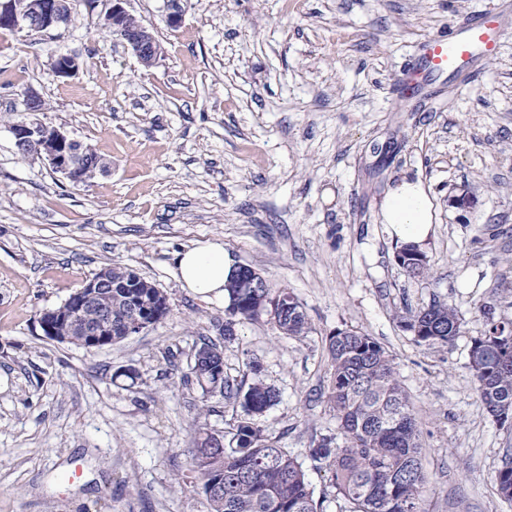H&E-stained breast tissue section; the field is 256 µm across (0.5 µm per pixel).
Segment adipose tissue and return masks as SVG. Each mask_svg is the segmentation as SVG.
<instances>
[{"instance_id":"adipose-tissue-1","label":"adipose tissue","mask_w":512,"mask_h":512,"mask_svg":"<svg viewBox=\"0 0 512 512\" xmlns=\"http://www.w3.org/2000/svg\"><path fill=\"white\" fill-rule=\"evenodd\" d=\"M382 222L392 241L424 246L434 223L432 201L420 180L403 179L382 203ZM181 287L209 298L224 299V288L237 269L218 240L198 243L174 255L172 268Z\"/></svg>"}]
</instances>
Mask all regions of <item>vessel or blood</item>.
Here are the masks:
<instances>
[{"instance_id":"obj_1","label":"vessel or blood","mask_w":512,"mask_h":512,"mask_svg":"<svg viewBox=\"0 0 512 512\" xmlns=\"http://www.w3.org/2000/svg\"><path fill=\"white\" fill-rule=\"evenodd\" d=\"M512 34V0H493L474 11L448 33L425 38L419 45L423 65L451 75L478 73L483 63L496 59L505 36Z\"/></svg>"}]
</instances>
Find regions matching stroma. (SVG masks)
<instances>
[{
    "label": "stroma",
    "instance_id": "1",
    "mask_svg": "<svg viewBox=\"0 0 512 512\" xmlns=\"http://www.w3.org/2000/svg\"><path fill=\"white\" fill-rule=\"evenodd\" d=\"M488 3L190 0L173 27L169 0H130L164 49L150 68L102 29L106 0H73L59 29L0 32V512H207L190 450L233 420L220 400L202 410L188 376L224 304L181 288L172 266L209 239L307 313L300 338L244 324L224 361L237 378L262 363L279 399L261 425L302 462L324 512L336 499L309 450L336 433L326 338L344 328L394 358L421 430L425 512H512L495 490L512 427L469 369L480 305L512 316V37L479 79L422 71L421 94L390 108L414 44ZM61 54L78 57L76 76H53ZM31 89L107 172L76 186L17 153L10 127ZM405 178L434 207L420 279L381 222ZM461 195L468 210L450 203ZM113 264L168 294L165 320L102 349L45 337L42 312ZM436 298L458 309L461 333L417 344L400 317Z\"/></svg>",
    "mask_w": 512,
    "mask_h": 512
}]
</instances>
